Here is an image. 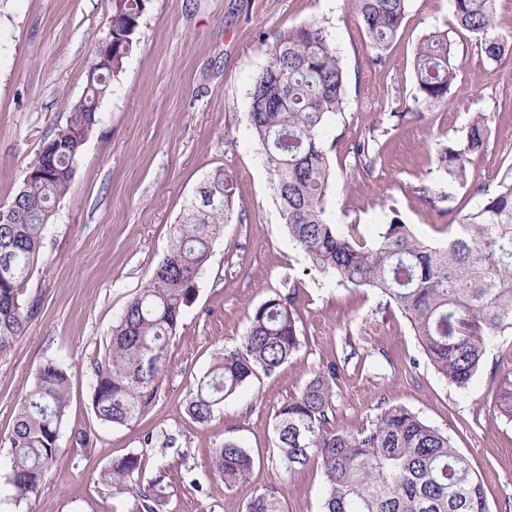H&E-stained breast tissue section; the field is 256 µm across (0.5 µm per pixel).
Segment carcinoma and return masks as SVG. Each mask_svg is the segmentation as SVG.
I'll use <instances>...</instances> for the list:
<instances>
[{
  "label": "carcinoma",
  "instance_id": "carcinoma-1",
  "mask_svg": "<svg viewBox=\"0 0 512 512\" xmlns=\"http://www.w3.org/2000/svg\"><path fill=\"white\" fill-rule=\"evenodd\" d=\"M149 0H115L112 76L87 80L84 96L69 105L65 126L48 140L56 151L37 158L10 201L0 203V354L37 314L26 294L28 277L43 245L54 208L71 188L75 165L97 122V107L111 78L123 72L138 45ZM455 23L474 34L486 59L499 66L512 53V38L493 33L496 0H449ZM373 51L386 64L407 0H354ZM414 102H448L458 67L447 31L418 43ZM347 77L324 27L317 23L274 34L269 61L249 93L252 137L272 175L271 189L288 235L325 273L356 288H375L410 323L425 356L449 384L465 389L483 363L486 348L512 330V166L493 193L448 225V240L432 245L392 215L372 240L358 225L325 220L333 171L323 143L329 115L343 109ZM489 128L473 118L465 138L437 152L448 184L464 187L472 156L484 149ZM373 143L356 145L354 158L369 168ZM200 199L184 208L171 248L149 285L133 297L112 327L103 350L89 361L92 409L103 423L122 425L146 413L158 396L167 347L176 335L192 283L233 213V181L218 168L204 180ZM296 289L262 303L238 347L215 357L197 382L187 413L206 426L224 401L261 374L269 375L300 348ZM334 364L311 374L299 393L273 415L277 465L291 474L314 461L324 477L322 512H490L470 460L451 437L405 406L384 408L356 432L329 431ZM70 396L68 367L48 361L0 442L5 485L19 502L36 494L56 460L57 441ZM497 409L512 419V378L500 382ZM253 460L237 441L212 449V472L231 486ZM102 482L132 501L128 512H165L170 482L144 479L141 458L128 454L101 472ZM247 512H284L275 487L252 497Z\"/></svg>",
  "mask_w": 512,
  "mask_h": 512
}]
</instances>
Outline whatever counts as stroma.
<instances>
[{"label":"stroma","instance_id":"35a3bbf8","mask_svg":"<svg viewBox=\"0 0 512 512\" xmlns=\"http://www.w3.org/2000/svg\"><path fill=\"white\" fill-rule=\"evenodd\" d=\"M114 0H0V203L11 199L67 104L79 100L95 52L109 35ZM310 23L331 36L347 73L346 103L330 116L324 144L334 172L331 224L373 237L390 211L428 242L448 237L473 193L495 188L512 165V67H490L468 31L455 28L449 0H408L401 34L385 66L372 64L352 0H149L139 44L98 107L69 193L52 222L27 285L39 311L0 355V440L39 367L70 365L71 394L55 465L37 495L15 502L0 489V512H125L129 497L99 481L112 460L134 453L151 478L166 472V512H246L256 491L276 486L285 512H321L316 464L288 474L275 465L273 414L310 374L339 367L329 430L354 432L381 410L402 405L448 433L480 476L490 512L512 502V421L501 417L498 385L512 375V333L489 345L468 389L449 385L429 364L408 320L378 290L343 285L314 267L280 219L271 174L254 143L248 95L268 63L274 32ZM449 31L459 76L448 104L382 131L378 120L416 93L419 40ZM490 137L470 163L466 187L449 185L437 151L463 140L475 113ZM375 139L371 169L354 147ZM224 169L234 213L193 286L171 339L158 397L122 425L96 419L90 359L102 350L126 303L151 281L170 249L185 204L207 174ZM447 190L430 205L418 189ZM296 285L302 347L224 403L209 425L186 404L214 358L234 348L252 312ZM83 429L88 444L75 442ZM234 439L250 453L246 478L227 486L210 470L211 451ZM197 479L191 487L189 479Z\"/></svg>","mask_w":512,"mask_h":512}]
</instances>
